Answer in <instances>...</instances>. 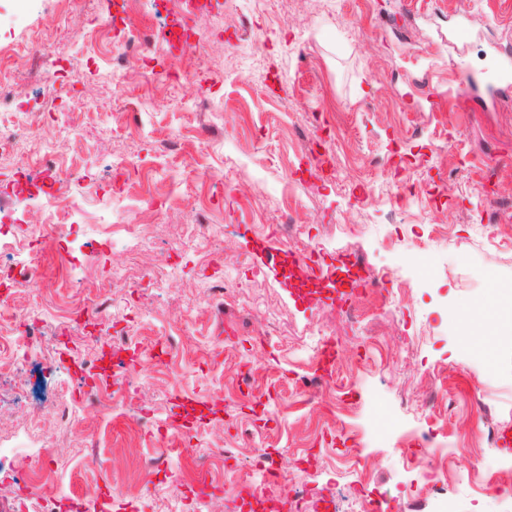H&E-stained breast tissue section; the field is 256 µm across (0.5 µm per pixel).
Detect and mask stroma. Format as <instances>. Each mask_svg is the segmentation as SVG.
I'll return each mask as SVG.
<instances>
[{"label":"stroma","mask_w":512,"mask_h":512,"mask_svg":"<svg viewBox=\"0 0 512 512\" xmlns=\"http://www.w3.org/2000/svg\"><path fill=\"white\" fill-rule=\"evenodd\" d=\"M213 3L197 15L189 45L173 50L153 0H68L45 42L86 75L66 94L30 82L23 59L10 63L14 90L0 108L16 111L58 168L86 169L85 180L56 179L76 210L61 223H99L110 200L144 239L111 250L43 238L38 278L21 293L50 299L73 264L78 294L124 269L127 285L114 291L110 313L138 362L140 399L160 424L142 428L137 409L118 404L81 408L76 429L56 420L58 400L82 385L57 358L96 365L110 337L92 322L73 327L66 345L30 334L31 362L0 375V436L22 440L29 406L39 405L58 494L93 506L109 487L118 492L112 512H182L173 493L198 486L193 460L228 448L212 470L222 491L204 499V512H226L258 446L289 479L331 498L334 512H434L435 485L447 489L449 512H512V474L491 464L503 452L481 439L490 426L512 429V323L491 345L482 315L490 287L512 290V96L484 95L478 112L436 103L460 79L444 60L463 57L476 75L512 63V0H267L259 13L238 0ZM54 9L55 0H33L24 12L0 0V49ZM133 19L154 26L158 51L124 69L118 93L109 50ZM80 30L96 36L81 51ZM316 118L327 149L320 169L299 138ZM203 120L217 128L205 141ZM164 141L176 150L158 154ZM123 154L144 167L117 173L112 163ZM382 155L404 160L416 187L394 224L385 215L397 189L368 162ZM26 162L20 151L0 160V215L35 225L40 203H19L12 192ZM292 199L301 203L300 239L324 245L320 264L340 249L359 275L401 271L400 286L364 299L361 322L329 302L296 301L283 274L262 263ZM198 224L216 231L197 241ZM435 224L447 246H430ZM215 251L237 264L244 286L208 303L203 283L223 274L208 263ZM317 331L335 341L337 361L334 385L313 405L294 387L313 374L307 344ZM165 334L177 351L159 370L150 356ZM244 370L251 387L243 392ZM434 391L437 407L427 403ZM393 420L412 422L414 433L393 432ZM87 433L99 443L91 463ZM173 442L187 451L178 478L133 472L134 459ZM434 448L449 449L448 458H433Z\"/></svg>","instance_id":"stroma-1"}]
</instances>
